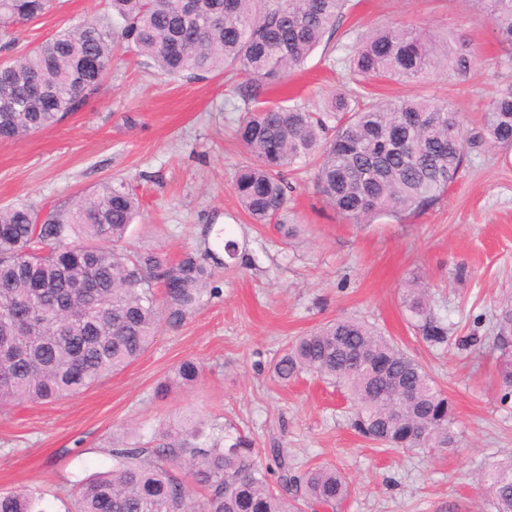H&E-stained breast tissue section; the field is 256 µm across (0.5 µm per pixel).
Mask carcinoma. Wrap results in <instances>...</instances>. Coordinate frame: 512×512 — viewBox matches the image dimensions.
<instances>
[{
    "label": "carcinoma",
    "instance_id": "cac0c4a2",
    "mask_svg": "<svg viewBox=\"0 0 512 512\" xmlns=\"http://www.w3.org/2000/svg\"><path fill=\"white\" fill-rule=\"evenodd\" d=\"M498 41L512 49V0H474ZM51 0H0V41L44 14ZM105 25L85 22L38 50L0 63V139L58 123L103 81L88 69L109 67L123 45L161 74L187 81L214 72L242 77L245 106L236 136L250 155L234 190L255 224H287L284 173L311 166L328 205L353 224L420 213L438 203L457 179L475 142L512 148V81L490 101L481 131L468 138L461 114L431 98L374 103L356 91L335 95L310 112L262 99L286 84L349 9V0H109ZM476 61L469 44L440 40L406 25L377 29L341 59L364 79L416 81L436 70L465 75ZM45 90L37 95L35 88ZM139 199L123 182L106 181L68 208H0V404H48L72 398L140 358L161 324L175 329L207 292L205 259L185 254L167 264L152 252L125 247ZM226 267L239 252L228 236ZM163 287V302L154 288ZM404 304L422 338L448 340L431 310L427 288L412 283ZM492 343L497 383L512 395V294L495 310ZM287 382L305 373L343 390L354 406L351 424L365 438L393 448H454L459 443L448 397L424 366L368 323L338 317L296 337L273 364ZM201 369L181 362L155 394L195 385ZM194 414L163 425L144 445L114 447L112 469L82 484L74 512H311L334 509L350 485L333 466L298 475L280 448L267 454L278 482L257 464L253 441L224 430L213 437ZM495 512H512V459L480 477ZM0 512H46L32 489L0 494Z\"/></svg>",
    "mask_w": 512,
    "mask_h": 512
}]
</instances>
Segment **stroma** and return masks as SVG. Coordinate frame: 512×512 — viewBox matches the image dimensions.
<instances>
[{
	"label": "stroma",
	"mask_w": 512,
	"mask_h": 512,
	"mask_svg": "<svg viewBox=\"0 0 512 512\" xmlns=\"http://www.w3.org/2000/svg\"><path fill=\"white\" fill-rule=\"evenodd\" d=\"M109 12L108 0H54L20 26L13 52L34 51ZM390 22L454 34L478 62L463 77L375 81L370 91L448 101L463 113L466 136L475 135L488 102L512 81V54L486 17L473 0H359L330 44L343 56ZM354 87L317 51L284 94L315 110ZM240 104L224 75L173 81L119 52L75 112L0 141V207H66L113 179L140 200L131 250L174 263L188 252L204 255L222 227L240 246L234 265L215 267L196 312L179 328L160 327L125 369L70 400L0 405V493L34 489L48 512H67L82 482L111 469L112 445L146 441L191 411L215 435L229 424L264 451L283 448L296 469L336 466L351 488L336 512H494L476 478L512 453V397L496 383L490 339L496 301L512 289V150L473 148L434 208L370 224L341 218L311 178L288 176L290 220L301 229L288 240L274 225L251 223L235 195L234 172L248 159L231 136ZM412 279L427 283L447 344L425 342L411 325L403 291ZM340 316L369 322L430 372L453 404L458 447L386 448L352 428L332 385L273 376L272 362L296 336ZM187 359L201 364V380L157 399L156 384Z\"/></svg>",
	"instance_id": "1"
}]
</instances>
